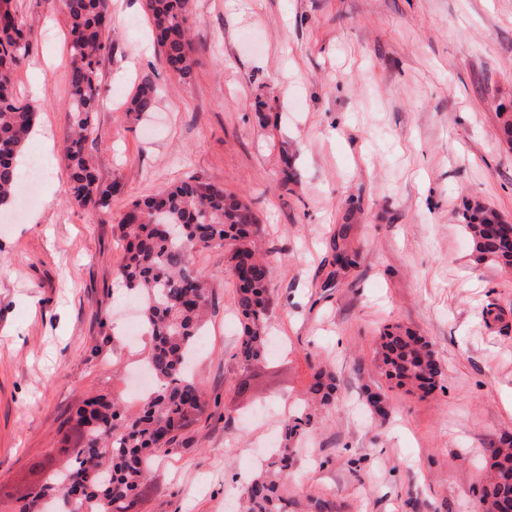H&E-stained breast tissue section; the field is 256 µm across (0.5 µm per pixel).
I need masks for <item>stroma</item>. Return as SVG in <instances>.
<instances>
[{"instance_id": "obj_1", "label": "stroma", "mask_w": 512, "mask_h": 512, "mask_svg": "<svg viewBox=\"0 0 512 512\" xmlns=\"http://www.w3.org/2000/svg\"><path fill=\"white\" fill-rule=\"evenodd\" d=\"M32 24L14 75L41 95L38 202L0 210V512H14L82 441L72 416L93 394L129 403L148 336L115 272L116 220L193 175L250 202L274 267L270 348L239 357L235 282L223 249L195 253L210 286L194 378L208 409L154 460L130 512H235L245 479L303 406L310 364L336 370V403L301 447L290 491L336 512H476L491 443L512 431V283L478 265L461 226L479 198L512 219V0H189L200 64L183 82L160 62L145 0H111L112 54L90 153L118 184L106 214L67 200L70 70L61 0H13ZM148 116L125 103L144 75ZM294 176L286 178L284 167ZM358 253L352 268L336 250ZM489 307L505 311L486 324ZM426 336L442 388L408 396L373 365L384 326ZM385 387L390 416L364 404Z\"/></svg>"}]
</instances>
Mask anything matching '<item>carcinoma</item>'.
I'll list each match as a JSON object with an SVG mask.
<instances>
[{
  "mask_svg": "<svg viewBox=\"0 0 512 512\" xmlns=\"http://www.w3.org/2000/svg\"><path fill=\"white\" fill-rule=\"evenodd\" d=\"M69 20L68 200L84 210L106 213L117 187L97 178L89 159L95 140V113L101 107V62L112 52L110 0H62ZM188 0H147L152 34L165 68L187 81L199 65L189 37ZM32 29L22 22L12 0H0V206L18 189L17 162L34 129L40 107L17 99L14 73L23 64ZM156 106L152 78L142 77L126 111L147 114ZM463 230L476 263H489L512 275V224L483 202L467 203ZM118 230L126 241L117 278L142 302V321L151 337L147 366L156 386L137 414L125 415L106 396L85 400L75 413L85 437L73 449L70 467L17 512H49L47 503L66 492L71 474L80 483L79 512H126L149 481L150 459L172 452L181 433L198 421L207 406L203 386L187 372L185 361L206 322L210 289L193 268L202 247L227 252L235 280L238 311L243 317L240 357L248 365L264 356L267 313L274 302L272 268L257 247L259 219L248 204L224 188L190 176L179 184L132 202L120 217ZM374 361L393 387L429 394L444 378L433 345L419 332L400 325L379 336ZM336 373L314 368L308 407L292 415L282 441L243 492V512H332L323 498H301L288 491L283 473L294 461L303 438L316 423L317 410L335 404ZM366 404L376 415H388L386 396L366 391ZM491 472L480 495L483 512L512 508V441L499 439L488 449Z\"/></svg>",
  "mask_w": 512,
  "mask_h": 512,
  "instance_id": "obj_1",
  "label": "carcinoma"
}]
</instances>
